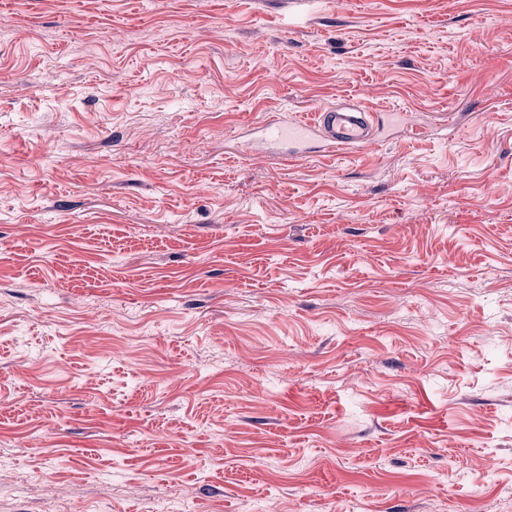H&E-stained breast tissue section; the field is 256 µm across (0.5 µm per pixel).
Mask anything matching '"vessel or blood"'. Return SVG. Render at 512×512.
I'll use <instances>...</instances> for the list:
<instances>
[{
    "instance_id": "b4317fda",
    "label": "vessel or blood",
    "mask_w": 512,
    "mask_h": 512,
    "mask_svg": "<svg viewBox=\"0 0 512 512\" xmlns=\"http://www.w3.org/2000/svg\"><path fill=\"white\" fill-rule=\"evenodd\" d=\"M379 139L371 113L363 108L323 107L299 117L258 124L248 149L265 153L274 150L291 159H306L348 148L367 149Z\"/></svg>"
}]
</instances>
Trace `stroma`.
<instances>
[{"mask_svg": "<svg viewBox=\"0 0 512 512\" xmlns=\"http://www.w3.org/2000/svg\"><path fill=\"white\" fill-rule=\"evenodd\" d=\"M408 111L326 160L250 123ZM512 0H0V512H512Z\"/></svg>", "mask_w": 512, "mask_h": 512, "instance_id": "obj_1", "label": "stroma"}]
</instances>
